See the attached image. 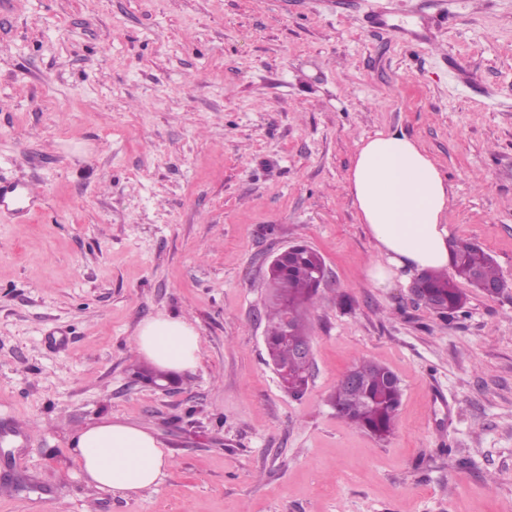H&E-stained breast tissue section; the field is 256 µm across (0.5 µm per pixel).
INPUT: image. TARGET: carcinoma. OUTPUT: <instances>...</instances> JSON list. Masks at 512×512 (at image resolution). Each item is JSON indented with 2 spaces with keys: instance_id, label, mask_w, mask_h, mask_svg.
Segmentation results:
<instances>
[{
  "instance_id": "obj_1",
  "label": "carcinoma",
  "mask_w": 512,
  "mask_h": 512,
  "mask_svg": "<svg viewBox=\"0 0 512 512\" xmlns=\"http://www.w3.org/2000/svg\"><path fill=\"white\" fill-rule=\"evenodd\" d=\"M453 274L425 271L423 304L440 313L451 315L460 311L466 297L458 288L463 280L482 289L486 283H505L493 257L481 246L460 241L452 245ZM325 269L322 256L304 244L291 246L288 266L269 278L270 297L265 313V344L272 364L282 375V385L296 396L308 385L305 364L297 361L290 342L282 335L286 317H291L296 338L308 340L303 309L314 304L319 288L317 273ZM358 384L348 387L338 383L330 402L339 416L357 428L383 439L394 428L401 404L400 381L385 366L362 360L351 368Z\"/></svg>"
}]
</instances>
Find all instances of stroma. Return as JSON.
Segmentation results:
<instances>
[{
    "mask_svg": "<svg viewBox=\"0 0 512 512\" xmlns=\"http://www.w3.org/2000/svg\"><path fill=\"white\" fill-rule=\"evenodd\" d=\"M380 130L500 295L444 317L374 285L347 177ZM0 181L41 190L0 210V512H512V0H0ZM295 243L328 272L299 396L264 342ZM161 312L202 346L164 390L133 350ZM361 359L401 384L382 440L329 402ZM107 416L167 445L153 488L79 476L69 436Z\"/></svg>",
    "mask_w": 512,
    "mask_h": 512,
    "instance_id": "obj_1",
    "label": "stroma"
}]
</instances>
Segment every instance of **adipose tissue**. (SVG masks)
I'll return each mask as SVG.
<instances>
[{"instance_id": "adipose-tissue-1", "label": "adipose tissue", "mask_w": 512, "mask_h": 512, "mask_svg": "<svg viewBox=\"0 0 512 512\" xmlns=\"http://www.w3.org/2000/svg\"><path fill=\"white\" fill-rule=\"evenodd\" d=\"M348 190L378 253L368 271L377 286L399 271L445 269L449 190L437 166L407 135L385 130L362 140ZM134 349L159 369H194L201 338L189 321L166 313L141 321ZM73 459L87 485L123 495L152 488L170 465L165 444L149 428L103 417L75 432Z\"/></svg>"}]
</instances>
